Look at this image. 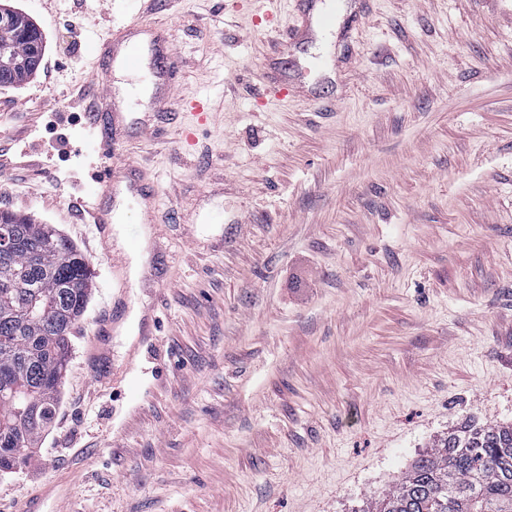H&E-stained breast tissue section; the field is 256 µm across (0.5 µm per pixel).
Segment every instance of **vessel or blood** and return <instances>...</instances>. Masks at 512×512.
<instances>
[{"instance_id":"b4317fda","label":"vessel or blood","mask_w":512,"mask_h":512,"mask_svg":"<svg viewBox=\"0 0 512 512\" xmlns=\"http://www.w3.org/2000/svg\"><path fill=\"white\" fill-rule=\"evenodd\" d=\"M97 57L101 64L98 78L101 90L91 112L92 119L102 123L97 143L102 173L97 183L103 195L113 199L114 204L109 207L95 201L91 209L95 231L100 240L105 241L111 238L112 226L116 222L115 203L124 200L138 203L142 223L158 221L154 197L144 189L136 168L128 166L119 172L112 168L115 154L112 123L117 118L115 100L118 93L112 84L111 74L116 69L135 72L140 84L155 90L169 84L175 60L172 44L164 30L153 28L144 32L134 23L123 26L121 37H110L98 44ZM51 496L60 501L66 500L68 492L64 484L57 480L48 481L38 494L21 501L19 512H40L44 500Z\"/></svg>"}]
</instances>
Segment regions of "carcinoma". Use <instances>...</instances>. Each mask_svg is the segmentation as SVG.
Returning <instances> with one entry per match:
<instances>
[{
	"instance_id": "obj_1",
	"label": "carcinoma",
	"mask_w": 512,
	"mask_h": 512,
	"mask_svg": "<svg viewBox=\"0 0 512 512\" xmlns=\"http://www.w3.org/2000/svg\"><path fill=\"white\" fill-rule=\"evenodd\" d=\"M31 26L11 12L0 44L27 55ZM3 225L14 243L0 255V470L24 463L54 418L94 277L51 225L1 211ZM360 512H512V424L462 422Z\"/></svg>"
}]
</instances>
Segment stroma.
<instances>
[{
	"label": "stroma",
	"mask_w": 512,
	"mask_h": 512,
	"mask_svg": "<svg viewBox=\"0 0 512 512\" xmlns=\"http://www.w3.org/2000/svg\"><path fill=\"white\" fill-rule=\"evenodd\" d=\"M4 2L45 52L0 87V211L94 279L0 512L57 477L43 512H352L466 419L512 423V0H331L325 54L302 0ZM115 20L165 28L178 77L120 133L163 219L124 209L109 265L81 211Z\"/></svg>",
	"instance_id": "35a3bbf8"
}]
</instances>
